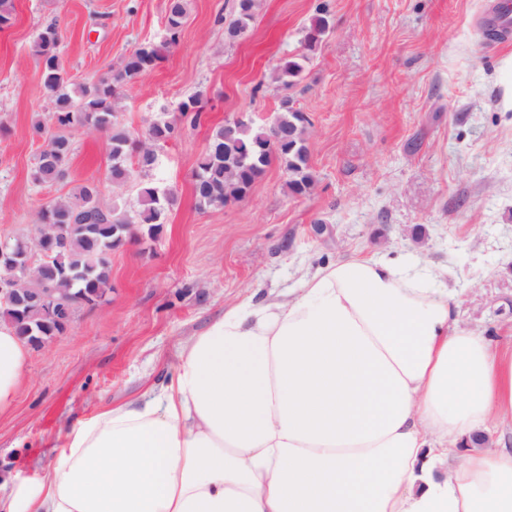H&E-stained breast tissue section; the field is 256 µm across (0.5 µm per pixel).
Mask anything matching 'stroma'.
<instances>
[{"label": "stroma", "instance_id": "1", "mask_svg": "<svg viewBox=\"0 0 512 512\" xmlns=\"http://www.w3.org/2000/svg\"><path fill=\"white\" fill-rule=\"evenodd\" d=\"M316 2L257 0L231 43L236 0H188L177 43L122 89L118 121L135 134L198 94L206 112L158 150L155 181L177 197L158 237L113 250L107 302L29 348L18 397L0 413L1 480L37 479L57 462L61 429L161 388L180 344L226 308L282 296L353 252L452 269L463 324L512 342V34L482 36L496 0H329L333 31L289 91L313 120L311 192L293 195L275 162L245 198L198 208L193 172L213 130L240 113L272 123L274 68L299 49ZM12 3L0 30V237H27L42 206L84 183L107 204H132L141 188L110 184L107 139L87 129L72 133L67 177L32 184L43 146L32 127L48 107L38 32L56 26L70 76L89 82L165 39L167 0Z\"/></svg>", "mask_w": 512, "mask_h": 512}]
</instances>
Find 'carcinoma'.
<instances>
[{
  "label": "carcinoma",
  "mask_w": 512,
  "mask_h": 512,
  "mask_svg": "<svg viewBox=\"0 0 512 512\" xmlns=\"http://www.w3.org/2000/svg\"><path fill=\"white\" fill-rule=\"evenodd\" d=\"M256 9L257 0H238L235 15L226 28L229 38L235 39L249 28ZM186 15V0H168L167 37L162 44L140 46L123 60L116 72L87 83H76L67 74L60 59L61 34L57 27H45L35 40L34 53L42 69L50 111L46 121L33 125V133L45 141L32 169L33 182L42 186L64 179L73 152L70 133L90 128L108 138L109 181L120 187L135 177L143 184L136 204L129 208L104 204L99 186L90 182L80 186L72 196L56 199L40 209V235L33 247L43 251L40 265L46 272L48 285L58 289L62 299L106 298L111 289L109 265L116 239L130 235L135 227L144 236L156 237L175 202L172 190L156 185L154 172L158 166L156 146L176 137L177 122L153 121L148 126L146 140H137L118 124L114 105L120 89L155 66L163 58V49L176 42ZM330 30L329 4L321 0L303 31L302 50L280 59L274 70L275 82L288 90L297 86L303 79L310 54ZM202 112L201 96L196 95L182 103L180 121L195 127L201 123ZM298 112L300 109L294 106L291 96L280 99L275 123L284 130L292 129L293 139L266 152L260 151L259 146L273 136L270 127L253 122L243 124L229 144L224 143V127H219L199 157L193 174L198 207L222 208L245 197L274 160L288 169L290 192L308 194L314 179L306 145L307 127ZM0 321L12 325L24 341L30 334L60 336L65 332L63 325L49 321L39 309L31 308L20 314L8 303H0Z\"/></svg>",
  "instance_id": "1"
}]
</instances>
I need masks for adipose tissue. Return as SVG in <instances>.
Segmentation results:
<instances>
[{
	"mask_svg": "<svg viewBox=\"0 0 512 512\" xmlns=\"http://www.w3.org/2000/svg\"><path fill=\"white\" fill-rule=\"evenodd\" d=\"M447 275L352 254L225 309L0 512H512V343L462 324ZM27 359L0 323V413Z\"/></svg>",
	"mask_w": 512,
	"mask_h": 512,
	"instance_id": "1",
	"label": "adipose tissue"
}]
</instances>
